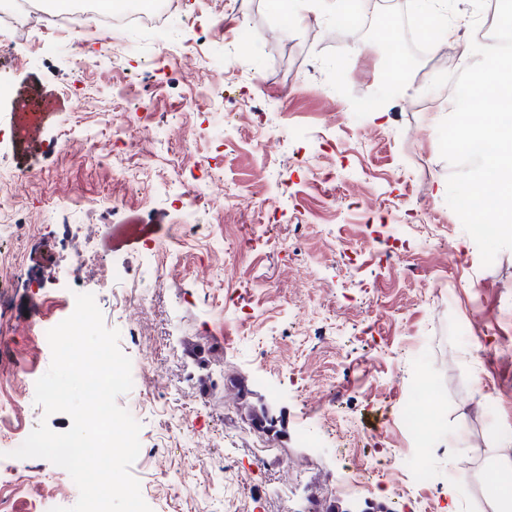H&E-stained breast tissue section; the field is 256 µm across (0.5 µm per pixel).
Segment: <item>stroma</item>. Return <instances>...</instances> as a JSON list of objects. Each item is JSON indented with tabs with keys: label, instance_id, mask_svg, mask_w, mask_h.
<instances>
[{
	"label": "stroma",
	"instance_id": "1",
	"mask_svg": "<svg viewBox=\"0 0 512 512\" xmlns=\"http://www.w3.org/2000/svg\"><path fill=\"white\" fill-rule=\"evenodd\" d=\"M391 27L353 34L333 17L288 22L270 0H184L172 36H199L229 48L223 69L156 48L152 35L126 37L123 63L107 57L74 63L66 33L38 34L27 59L0 60V80L14 96L61 106L60 123L75 141H112L97 158L63 148L49 154L40 137L14 140L12 169L29 181L0 183L42 231L20 244L23 268L49 273L44 318L68 317V300L94 293L107 328L132 364L148 362L150 384L117 399L140 423L141 450L131 467L152 512H398L397 488L410 489L426 512H491L485 476L512 432V354L479 358L481 344L512 342V250L481 264L474 240L446 203L449 164L437 126L453 101L428 85L454 73V58L420 53L395 19L411 0H369ZM250 33L248 52L236 47ZM398 44L410 94L428 102L408 112L386 75ZM111 69L100 81L98 70ZM90 94L82 112L75 90ZM383 112H376V105ZM171 129L137 145L117 141L114 115ZM191 127L192 136H175ZM280 129L269 147L257 134ZM139 167L137 193L117 183L118 169ZM213 172L235 198H204L183 232L188 241L172 279L158 278L145 240L166 243L178 214L176 189ZM81 192L94 209L121 198L109 224L136 216L145 238L119 250L94 240L103 261L123 270L112 287L97 269L68 274L80 224H47L46 206ZM350 241L353 252L335 248ZM462 255L449 264V250ZM216 274L202 287L195 274ZM0 307L17 325L0 340V364L23 369L35 384L51 364L20 288L0 290ZM138 336H131V328ZM440 387L442 400L422 407L439 426L427 458L429 484L415 486L420 458L397 419L417 381ZM270 421L257 426L254 417ZM55 478L34 512L73 506L75 483L40 458L0 457V471ZM360 468L370 489L341 493L344 473Z\"/></svg>",
	"mask_w": 512,
	"mask_h": 512
}]
</instances>
